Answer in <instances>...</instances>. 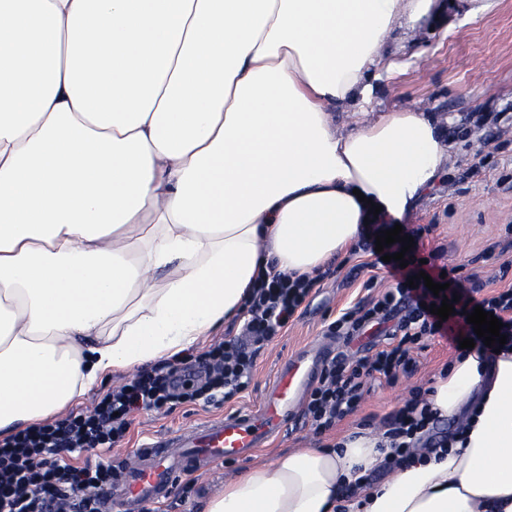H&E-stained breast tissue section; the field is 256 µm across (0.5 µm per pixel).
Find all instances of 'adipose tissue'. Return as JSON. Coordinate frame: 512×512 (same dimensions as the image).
<instances>
[{
  "instance_id": "adipose-tissue-1",
  "label": "adipose tissue",
  "mask_w": 512,
  "mask_h": 512,
  "mask_svg": "<svg viewBox=\"0 0 512 512\" xmlns=\"http://www.w3.org/2000/svg\"><path fill=\"white\" fill-rule=\"evenodd\" d=\"M432 0H0V431L176 356L261 278L311 276L401 219L451 145L417 111L344 128ZM380 205L379 214L369 212ZM472 412L385 481L369 429L278 455L205 512H512V351L429 395Z\"/></svg>"
}]
</instances>
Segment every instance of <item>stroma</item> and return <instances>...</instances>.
<instances>
[{"instance_id":"1","label":"stroma","mask_w":512,"mask_h":512,"mask_svg":"<svg viewBox=\"0 0 512 512\" xmlns=\"http://www.w3.org/2000/svg\"><path fill=\"white\" fill-rule=\"evenodd\" d=\"M462 0H436L423 19L398 30L389 46L394 71L375 82L372 112L418 110L444 121L454 142L446 173L404 218L410 225H432L425 247L442 262L458 265L463 275L483 279L499 262L512 260V0L475 17H465ZM367 253L355 249L331 262L309 304L286 333L259 355L247 390L233 399L197 400L170 413L136 415L129 441L118 447L128 456L155 436L229 413L253 409L271 385L280 365L306 350L343 348L326 334L328 324L364 296L363 284L390 286L386 271L369 267ZM457 355L445 339H428L417 351V368L396 384L372 383L360 409L337 423L336 433L365 427L380 430L385 416L403 405L412 390L430 387ZM296 417L288 427L252 455L196 473L194 489L171 495L161 512H202L225 479L296 448L317 445Z\"/></svg>"}]
</instances>
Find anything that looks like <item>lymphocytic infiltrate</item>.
Returning <instances> with one entry per match:
<instances>
[{
	"instance_id": "lymphocytic-infiltrate-1",
	"label": "lymphocytic infiltrate",
	"mask_w": 512,
	"mask_h": 512,
	"mask_svg": "<svg viewBox=\"0 0 512 512\" xmlns=\"http://www.w3.org/2000/svg\"><path fill=\"white\" fill-rule=\"evenodd\" d=\"M404 233L414 239L407 266L393 259L402 248L398 242L384 249L390 262L373 260L374 266L385 268L391 286L347 309L327 327L329 336L347 345L365 336L384 337L385 343L356 359L340 353L326 362L304 411L314 434L333 429L336 422L356 412L368 382L394 384L411 374L414 352L421 349L423 339L440 337L456 343L470 338L477 350H484L483 339L476 337L466 317L475 307L502 322L501 332L512 347V282L489 289L484 283L466 281L459 267H442L435 251L425 250L423 227H408ZM422 272L433 281H446L445 296H456L448 319L430 313L436 298L424 282L408 287L410 277ZM323 279L320 272L296 279L277 275L255 288L239 334L197 356L195 365L204 374L203 382L191 376L188 363L168 360L113 386L91 410L1 438L0 512H100L101 492L125 464L107 451L125 440L133 414L169 412L202 397L212 399L221 393L230 399L245 391L261 349L287 330ZM439 423L424 391L413 392L383 426L382 435L390 446L383 470L422 461L416 448L423 440L430 452L447 451L448 438L440 432Z\"/></svg>"
}]
</instances>
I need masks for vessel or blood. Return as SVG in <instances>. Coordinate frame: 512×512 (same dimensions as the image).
<instances>
[{
    "mask_svg": "<svg viewBox=\"0 0 512 512\" xmlns=\"http://www.w3.org/2000/svg\"><path fill=\"white\" fill-rule=\"evenodd\" d=\"M320 359L317 353L288 359L250 412L229 414L142 445L120 470L115 486L103 491L104 503H116L119 512H139L144 503L167 497L180 473L237 460L260 448L287 426Z\"/></svg>",
    "mask_w": 512,
    "mask_h": 512,
    "instance_id": "vessel-or-blood-1",
    "label": "vessel or blood"
}]
</instances>
